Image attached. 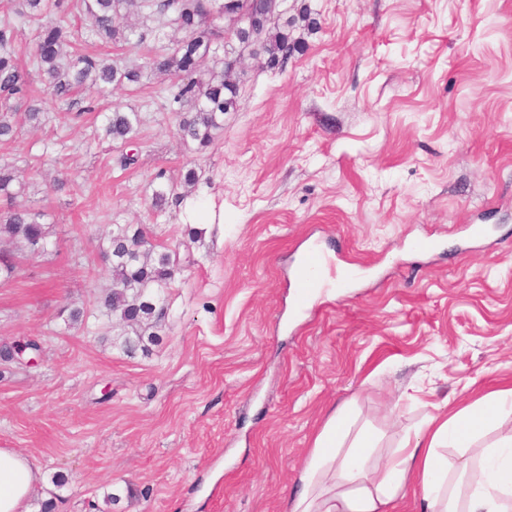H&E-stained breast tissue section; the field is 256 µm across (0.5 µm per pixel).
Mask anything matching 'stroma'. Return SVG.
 <instances>
[{"instance_id": "stroma-1", "label": "stroma", "mask_w": 512, "mask_h": 512, "mask_svg": "<svg viewBox=\"0 0 512 512\" xmlns=\"http://www.w3.org/2000/svg\"><path fill=\"white\" fill-rule=\"evenodd\" d=\"M282 16L297 51L282 68L244 55L206 150L181 142L155 76L75 105L39 88L40 128L0 146L52 226L0 282V344L42 348L0 367V448L40 471L29 512H286L335 410L381 467L431 418L512 384V0H287ZM117 106L142 118L126 169L99 135ZM190 209L224 221L191 239ZM116 224L194 259L146 354L95 305ZM414 234L436 248L410 250ZM313 240L366 269L299 311L292 270Z\"/></svg>"}]
</instances>
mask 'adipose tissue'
Wrapping results in <instances>:
<instances>
[{"label":"adipose tissue","mask_w":512,"mask_h":512,"mask_svg":"<svg viewBox=\"0 0 512 512\" xmlns=\"http://www.w3.org/2000/svg\"><path fill=\"white\" fill-rule=\"evenodd\" d=\"M504 413L512 414L510 387L445 420H430L373 471L374 439L337 411L314 440L288 512H392L413 483L422 489L423 512H512V435L476 449L482 477L462 494L450 489L453 467L441 454L446 447L472 448L478 434ZM37 480L23 455L0 448V512H24Z\"/></svg>","instance_id":"ef3b65f1"}]
</instances>
